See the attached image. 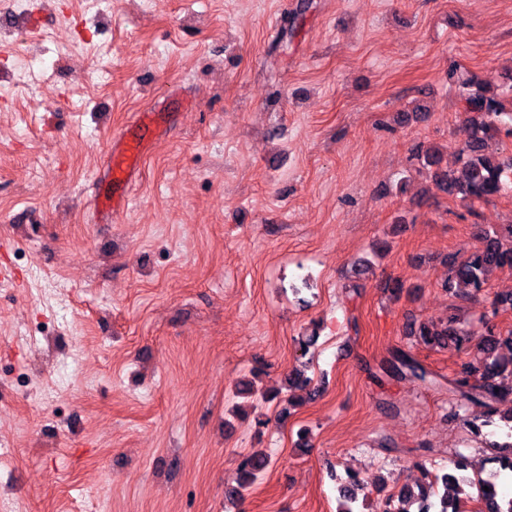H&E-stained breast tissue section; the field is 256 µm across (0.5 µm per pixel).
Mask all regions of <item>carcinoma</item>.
<instances>
[{
	"mask_svg": "<svg viewBox=\"0 0 512 512\" xmlns=\"http://www.w3.org/2000/svg\"><path fill=\"white\" fill-rule=\"evenodd\" d=\"M490 81L470 80L465 83V111L468 137L460 150L459 166L455 170L440 168L442 153L435 147L421 152L423 166L436 168V184L448 195L466 204L487 200L504 192L512 178V155L504 157L488 150L490 141L501 133L512 136V112L504 110L502 102L489 94ZM483 241L481 249L458 260L448 261V277L444 288L455 296L468 299L480 293L491 268L512 269V246H504L502 239L512 240V224H501L497 228L480 230ZM485 334L479 336L473 330L454 325V319L438 330L427 322L409 325V335L419 337L427 346L445 347L454 345L458 350L476 346L479 354L466 359L460 367L458 377L451 381L449 391L457 396L456 410L451 417L460 416V411L469 406H481L488 413L495 412L494 404L512 397V385L504 380L512 379V331L505 342L511 355L503 357L498 353L500 341L494 339L495 328L488 317H483ZM378 381L383 379H404L427 385L434 382L432 374L411 355L394 351L379 365ZM312 379L304 372L294 370L284 381V389H276L261 395V401L268 403L283 396L293 402L294 392L306 390L315 396L320 388L311 386ZM507 432L503 442L486 444L491 451L488 461L495 465L487 477L467 474L466 458L462 455L449 461L450 468L442 474H434L430 480L413 486H403L392 495V505L387 512H419L423 506H431L434 512H466L464 506L470 501L480 504L478 512H512V498L499 494V486L512 481V410L501 416ZM271 465L270 457L261 450H255L243 457L239 464L241 481L238 487L225 492V499L236 503L243 492L257 482ZM361 491L360 480L350 475L337 488L338 512H358L356 503Z\"/></svg>",
	"mask_w": 512,
	"mask_h": 512,
	"instance_id": "carcinoma-1",
	"label": "carcinoma"
}]
</instances>
